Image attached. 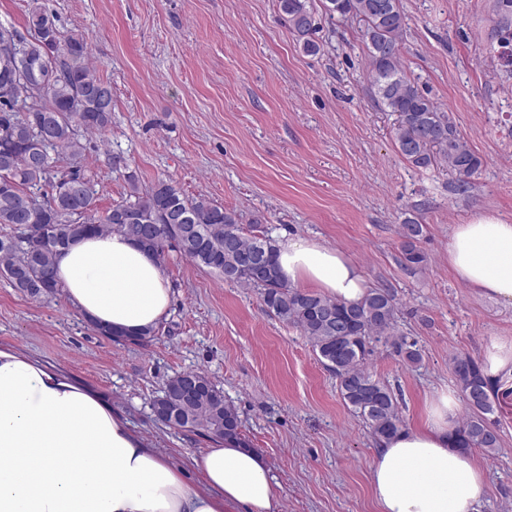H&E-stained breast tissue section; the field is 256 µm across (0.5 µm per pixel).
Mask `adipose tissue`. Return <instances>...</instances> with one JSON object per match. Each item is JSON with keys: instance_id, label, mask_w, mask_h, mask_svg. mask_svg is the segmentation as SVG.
Here are the masks:
<instances>
[{"instance_id": "obj_1", "label": "adipose tissue", "mask_w": 512, "mask_h": 512, "mask_svg": "<svg viewBox=\"0 0 512 512\" xmlns=\"http://www.w3.org/2000/svg\"><path fill=\"white\" fill-rule=\"evenodd\" d=\"M276 247L288 283L352 304L366 295L344 252L285 235ZM448 266L466 287L512 303V224L481 214L455 225ZM55 276L91 325L136 336L170 316L165 265L122 234L77 239L57 256ZM457 415V400L440 394L418 427L377 444V512H479L486 478L475 455L452 444ZM281 499L258 450L214 441L175 461L90 386L0 345V512H280Z\"/></svg>"}]
</instances>
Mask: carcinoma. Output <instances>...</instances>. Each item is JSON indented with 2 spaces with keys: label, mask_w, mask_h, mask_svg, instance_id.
Returning a JSON list of instances; mask_svg holds the SVG:
<instances>
[{
  "label": "carcinoma",
  "mask_w": 512,
  "mask_h": 512,
  "mask_svg": "<svg viewBox=\"0 0 512 512\" xmlns=\"http://www.w3.org/2000/svg\"><path fill=\"white\" fill-rule=\"evenodd\" d=\"M289 29L304 51L320 47L312 0H277ZM326 14L363 22L362 39L369 57V82L378 105L397 115L394 139L412 167L427 170L448 165L461 190L478 174L482 160L461 141L448 115L407 77L400 40L405 15L400 0H322ZM497 17L493 32L512 43V0H492ZM45 48L26 56L31 40ZM86 37H64L54 17L35 7L25 30L0 22V225L16 230L0 236V278L18 293L40 300L60 288L54 277L57 254L88 234L120 233L163 261L174 253L216 273L225 282L256 288L264 305L281 322L298 328L321 363L336 375L346 405L381 441L404 429L396 394L373 378L366 364L373 343L384 341L410 364L421 360L419 349L393 334L397 302L387 288H371L358 303L347 304L322 294L291 287L278 261L276 242L266 230L245 228L233 210L205 197L188 198L166 179L146 187L128 176L130 191L101 213L95 176L84 164L91 141L86 134L104 132L112 123V84L91 68ZM33 198L34 214L25 216L19 203ZM425 225H402L401 262L415 269L426 262L420 247ZM97 332L114 341L146 346L156 336H119ZM452 370L468 409V417L452 433L460 448L486 456L500 450V437L490 415L495 379L480 360L456 354ZM200 392L186 398L184 386ZM155 418L182 431L248 445L236 409L224 391L202 371L180 372L167 380L151 403Z\"/></svg>",
  "instance_id": "obj_1"
}]
</instances>
